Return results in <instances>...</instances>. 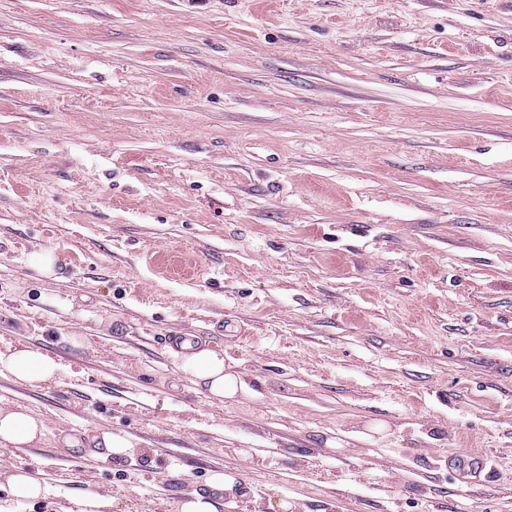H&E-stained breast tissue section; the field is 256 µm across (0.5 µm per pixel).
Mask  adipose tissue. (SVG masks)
<instances>
[{
	"instance_id": "ef3b65f1",
	"label": "adipose tissue",
	"mask_w": 512,
	"mask_h": 512,
	"mask_svg": "<svg viewBox=\"0 0 512 512\" xmlns=\"http://www.w3.org/2000/svg\"><path fill=\"white\" fill-rule=\"evenodd\" d=\"M178 360L180 370L201 381L213 397L232 398L245 387L240 375L225 364L223 354L209 347L185 344ZM58 369L52 358L28 347L0 351V372L22 383L51 380ZM43 430L42 419L32 412L0 409L1 448L30 444Z\"/></svg>"
}]
</instances>
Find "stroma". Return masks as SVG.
<instances>
[{
	"label": "stroma",
	"instance_id": "1",
	"mask_svg": "<svg viewBox=\"0 0 512 512\" xmlns=\"http://www.w3.org/2000/svg\"><path fill=\"white\" fill-rule=\"evenodd\" d=\"M20 346L60 369L0 374L46 426L0 448L1 500L48 488L14 512H180L215 471L218 512H512V0H0ZM178 360L180 370L201 381L215 398H232L245 388L240 375L225 365L224 354L209 347L187 343ZM9 493L12 500L38 499L46 492L45 486L26 472L16 469L8 478Z\"/></svg>",
	"mask_w": 512,
	"mask_h": 512
}]
</instances>
